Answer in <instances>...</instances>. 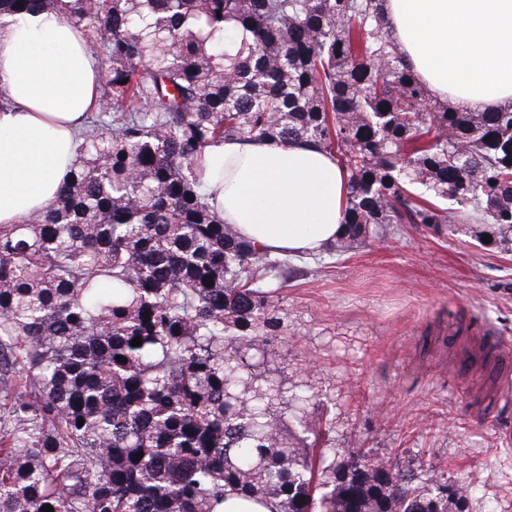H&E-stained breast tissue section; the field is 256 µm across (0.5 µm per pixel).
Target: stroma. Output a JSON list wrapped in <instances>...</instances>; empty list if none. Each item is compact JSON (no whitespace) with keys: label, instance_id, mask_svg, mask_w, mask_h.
<instances>
[{"label":"stroma","instance_id":"obj_1","mask_svg":"<svg viewBox=\"0 0 512 512\" xmlns=\"http://www.w3.org/2000/svg\"><path fill=\"white\" fill-rule=\"evenodd\" d=\"M281 297L288 333L270 355L328 420L327 447L433 466L465 512H512V408L500 397L512 252L470 231L394 224L319 272L295 262ZM479 323L501 337L495 352Z\"/></svg>","mask_w":512,"mask_h":512}]
</instances>
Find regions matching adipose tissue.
<instances>
[{"mask_svg":"<svg viewBox=\"0 0 512 512\" xmlns=\"http://www.w3.org/2000/svg\"><path fill=\"white\" fill-rule=\"evenodd\" d=\"M406 62L465 110L512 103V0H386ZM98 62L60 13L0 29V224L46 209L77 162L75 132L97 105ZM202 187L239 236L274 252L318 251L343 232L346 179L305 142L227 140Z\"/></svg>","mask_w":512,"mask_h":512,"instance_id":"ef3b65f1","label":"adipose tissue"}]
</instances>
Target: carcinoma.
Here are the masks:
<instances>
[{"instance_id":"cac0c4a2","label":"carcinoma","mask_w":512,"mask_h":512,"mask_svg":"<svg viewBox=\"0 0 512 512\" xmlns=\"http://www.w3.org/2000/svg\"><path fill=\"white\" fill-rule=\"evenodd\" d=\"M58 2L0 0V18ZM383 3L69 0L101 107L54 203L0 224V512H221L228 491L278 512H450L442 475L319 447L321 414L269 360L291 258L201 192L210 146L298 140L346 174L331 255L389 224L512 245V104L431 96Z\"/></svg>"}]
</instances>
